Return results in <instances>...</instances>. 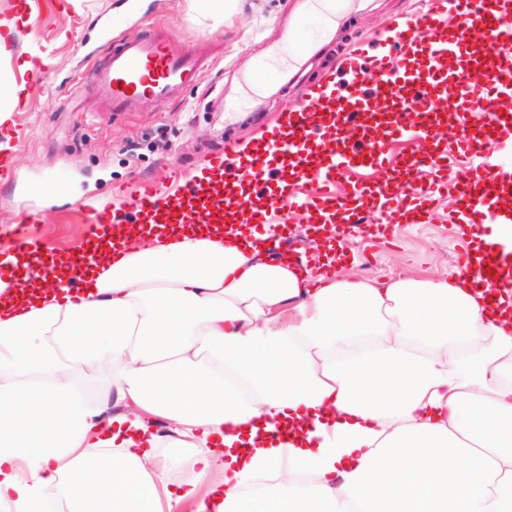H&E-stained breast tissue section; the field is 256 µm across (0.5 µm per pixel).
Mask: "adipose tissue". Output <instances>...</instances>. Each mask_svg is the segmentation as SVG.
I'll use <instances>...</instances> for the list:
<instances>
[{
  "instance_id": "adipose-tissue-1",
  "label": "adipose tissue",
  "mask_w": 512,
  "mask_h": 512,
  "mask_svg": "<svg viewBox=\"0 0 512 512\" xmlns=\"http://www.w3.org/2000/svg\"><path fill=\"white\" fill-rule=\"evenodd\" d=\"M153 240L71 259L76 302L0 281V512H512V323L471 275Z\"/></svg>"
}]
</instances>
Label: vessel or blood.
I'll use <instances>...</instances> for the list:
<instances>
[{"label": "vessel or blood", "mask_w": 512, "mask_h": 512, "mask_svg": "<svg viewBox=\"0 0 512 512\" xmlns=\"http://www.w3.org/2000/svg\"><path fill=\"white\" fill-rule=\"evenodd\" d=\"M129 10L136 15L141 29L133 33L113 35L108 21H101V40L113 42L107 55L88 54L83 78L92 87L101 103L102 112L115 116L138 111L143 98L165 104L178 97L183 89L198 81L204 71L201 58L179 45L175 36L154 33L153 23L142 0H127ZM462 18L459 31L451 33L442 20L448 11ZM488 36V50H495L501 40L512 38V0H429L428 10L417 17L400 22L395 29L396 53L359 56L348 61L350 79L339 86L320 87L317 96L324 102L326 117L312 112L291 114L274 127L268 139L243 149L232 140L225 141L210 160V172L222 184L221 215L243 210L247 200L239 192L235 171L225 169V161L247 155L246 165L251 179L261 180L270 158L280 157L293 171L312 174L320 186L319 192L293 197V204L307 211L313 224H330L337 239L351 236L355 228L351 220L360 208L377 211L380 222L363 225L364 236L385 234L392 214H399L407 224L427 223L432 200L416 191L413 182L420 167H434L440 185L455 186L456 171L438 151L435 138L436 121L418 124L410 134L421 146L417 156L402 157L391 169L393 189L384 192L370 186L353 188L343 196L332 194L331 188L342 172L359 164L382 160V141L374 139L367 128L364 110L368 86H375L380 98L391 107H415L436 90L433 73L418 77L411 64L418 56L435 60L442 56H460L472 36ZM453 83L469 88L468 102L473 109L484 112L489 120L484 124L486 137H493L502 128L512 125L498 105L512 98V85L500 82L494 71L475 67L452 71ZM512 185V171L497 170L477 174L469 189L459 200L463 221L478 217L480 224L500 228L512 224V209L503 206L502 199ZM207 187H191L189 196H207ZM186 196V197H189ZM184 196L166 195L153 184L142 182L127 197L129 215L139 218L152 215L166 224L195 225L193 212L185 208ZM114 224L109 204L89 205L85 219L86 251L82 259L92 260V246L108 235ZM16 265L25 267L30 276L46 278L54 275L55 264L48 261L40 240L26 224L9 230ZM461 270L474 272L492 305L500 301L512 303V235L498 233L485 245L464 247L458 255Z\"/></svg>", "instance_id": "vessel-or-blood-1"}]
</instances>
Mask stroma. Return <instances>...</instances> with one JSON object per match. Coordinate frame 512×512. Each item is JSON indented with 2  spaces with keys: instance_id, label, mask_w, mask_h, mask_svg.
Returning <instances> with one entry per match:
<instances>
[{
  "instance_id": "35a3bbf8",
  "label": "stroma",
  "mask_w": 512,
  "mask_h": 512,
  "mask_svg": "<svg viewBox=\"0 0 512 512\" xmlns=\"http://www.w3.org/2000/svg\"><path fill=\"white\" fill-rule=\"evenodd\" d=\"M147 2L156 32L179 34L211 65L170 104L147 97L138 112L107 119L79 77L85 46L107 50L98 36L99 17L133 29L126 0H0V33L7 37L0 72L24 86L32 75V51L51 61L39 93L0 127V141L14 143V183L0 184V226L29 214L53 247L72 250L82 238L80 213L89 201L111 203L118 211L138 181L163 191L191 181L225 139L249 145L288 113L313 105L316 87L346 83V58L386 48L396 22L425 7V0H348L337 7L339 24L332 28L313 13L310 0H223L220 10L205 8L204 0ZM259 62L270 72L269 81L256 80ZM228 101L240 103V110L225 111ZM487 165L512 168V136L490 140L481 156L460 162L458 170L465 177ZM34 181L48 183L47 193L24 198ZM456 209L455 191L444 189L434 196L429 223L398 224L382 238H348L341 272L389 279L454 271L460 245ZM283 218L288 233L278 240L279 255L318 269L307 215L283 201L262 222L268 226Z\"/></svg>"
}]
</instances>
